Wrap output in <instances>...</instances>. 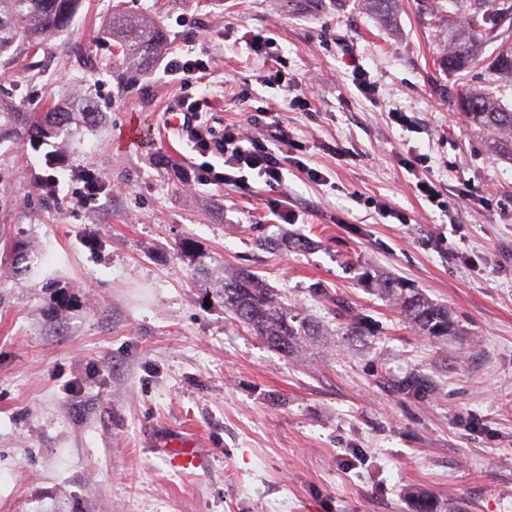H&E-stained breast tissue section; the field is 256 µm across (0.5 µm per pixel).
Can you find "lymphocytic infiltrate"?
I'll return each mask as SVG.
<instances>
[{"mask_svg":"<svg viewBox=\"0 0 512 512\" xmlns=\"http://www.w3.org/2000/svg\"><path fill=\"white\" fill-rule=\"evenodd\" d=\"M214 71L215 61L205 46L190 54L170 57L163 68L164 74L178 81L185 91ZM208 108L207 99L181 96L177 109L182 112L183 121L175 131L199 156L221 159V166H207L209 183L237 186L245 183L247 173L253 172L268 187L276 188L281 186L285 171L291 167L305 170L312 181H322V172L306 168L299 157V147L294 146L291 136L278 122L272 121V108L250 117L252 125L265 129L262 138L246 134L238 124L216 129L210 123Z\"/></svg>","mask_w":512,"mask_h":512,"instance_id":"1","label":"lymphocytic infiltrate"}]
</instances>
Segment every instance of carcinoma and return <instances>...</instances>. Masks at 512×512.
I'll return each mask as SVG.
<instances>
[{
    "instance_id": "1",
    "label": "carcinoma",
    "mask_w": 512,
    "mask_h": 512,
    "mask_svg": "<svg viewBox=\"0 0 512 512\" xmlns=\"http://www.w3.org/2000/svg\"><path fill=\"white\" fill-rule=\"evenodd\" d=\"M82 0H0V57L12 56L21 46L35 50L50 36L69 28ZM398 0H367L371 11L385 21L392 19ZM452 19L443 41L442 62L450 72L470 68L484 71L483 87H464L456 101L473 126L486 134L492 152L512 160V108L502 105L491 91L503 79H512V0H448ZM104 34L131 67H147L164 40L162 28L146 16L112 10ZM94 112L64 110L48 120L12 107L0 106V141L37 142L74 125L94 120ZM16 257L0 269L12 276L23 274L20 265L33 252L31 242L15 245ZM373 290L420 334L446 340L461 332L448 307L438 304L418 289L389 276L369 277ZM209 287L224 299V308L236 320L279 353H299L306 341L319 335L318 323L288 311L267 282L249 269L228 278L218 277ZM410 512H463L459 505L448 507L429 492L415 490L409 497Z\"/></svg>"
}]
</instances>
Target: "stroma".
Returning a JSON list of instances; mask_svg holds the SVG:
<instances>
[{
  "instance_id": "1",
  "label": "stroma",
  "mask_w": 512,
  "mask_h": 512,
  "mask_svg": "<svg viewBox=\"0 0 512 512\" xmlns=\"http://www.w3.org/2000/svg\"><path fill=\"white\" fill-rule=\"evenodd\" d=\"M118 1L166 34L148 69L103 33ZM447 16L446 0H399L390 24L365 0H83L69 29L0 67L2 104L42 117L88 96L100 114L0 144V245L37 250L0 277V512H409L413 487L512 512V161L451 98L483 75L442 68ZM205 29L216 128L276 103L323 181L202 180L165 124L181 90L163 65ZM257 34L309 111L261 86ZM419 154L444 207L402 165ZM80 169L111 194L79 205ZM49 173L55 198L35 188ZM187 237L196 257L177 249ZM303 238L311 250L286 248ZM241 268L322 336L285 357L237 322L204 283ZM376 269L448 305L464 336L418 334L371 289ZM354 317L366 336L344 335ZM194 445L195 467L173 464Z\"/></svg>"
}]
</instances>
